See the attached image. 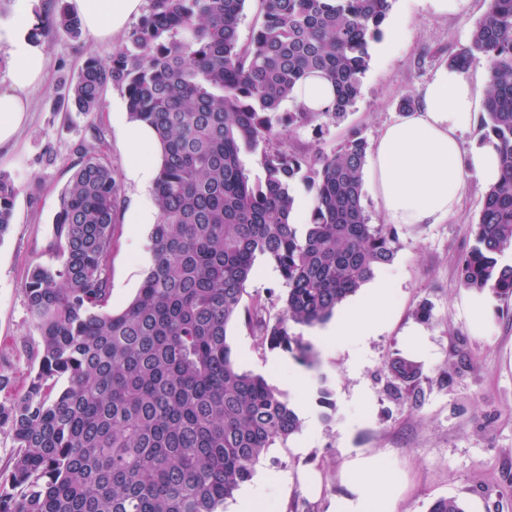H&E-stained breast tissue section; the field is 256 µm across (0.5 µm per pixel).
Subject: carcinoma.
I'll return each instance as SVG.
<instances>
[{
	"instance_id": "carcinoma-1",
	"label": "carcinoma",
	"mask_w": 512,
	"mask_h": 512,
	"mask_svg": "<svg viewBox=\"0 0 512 512\" xmlns=\"http://www.w3.org/2000/svg\"><path fill=\"white\" fill-rule=\"evenodd\" d=\"M246 0H148L108 61L86 59L67 104L98 109L104 86L125 90L131 122L154 129L161 149L153 186L158 221L136 297L108 310L105 277L120 184L95 149L61 196L54 224L57 268L37 264L22 285L40 336L38 371L24 393L0 403L16 444L0 468V512H223L277 440L299 433L288 399L240 369L227 341L242 318L270 350L317 363L298 326L327 323L336 308L393 262L392 224L363 205L368 142L352 129L326 152L283 146L282 128L343 120L360 95L370 44L383 36L393 0H259L250 41H239ZM77 37L67 0H48L32 27ZM487 61L480 125L498 142V182L485 191L474 244L458 259L467 288L512 299V0H491L470 43L449 59ZM309 77L332 88L322 111L282 112ZM260 153L263 176L245 158ZM313 192L309 222L290 220L294 182ZM17 190L0 175V237ZM283 280L280 312L243 305L258 257ZM394 384L415 387L420 365L398 355ZM428 512H467L456 497Z\"/></svg>"
}]
</instances>
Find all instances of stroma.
<instances>
[{"instance_id":"obj_1","label":"stroma","mask_w":512,"mask_h":512,"mask_svg":"<svg viewBox=\"0 0 512 512\" xmlns=\"http://www.w3.org/2000/svg\"><path fill=\"white\" fill-rule=\"evenodd\" d=\"M486 0H465L454 13L441 14L428 0H394L386 25L388 42L370 47L371 63L361 94L346 118L288 135L290 150H331L351 129L367 139L403 118L402 98L419 91L467 45L486 13ZM122 41L90 34L40 39L48 67L45 84L30 98V110L16 137L0 145V174L18 194L9 232L0 238V402L24 392L39 366V336L28 311L22 283L33 264H48L46 246L61 193L83 160L85 148L99 146L121 177L122 206L140 195L125 179L130 159L128 113L113 117L124 91L110 84L98 111L83 113L63 102L88 55L105 60ZM469 192L458 212L442 224L398 226L394 262L376 271L389 280V302L374 310L381 326L364 341L318 348L315 368H303L292 353L272 364L271 350L259 345L252 329L237 320L228 342L241 369L262 375L291 403L299 404L300 433L275 441L255 466L265 512H327L343 494L341 473L359 455H384L378 485L394 486L396 512H428L440 497L462 500L468 512H512V303L496 301L486 335L470 329L460 305L465 294L458 257L474 243L473 226L485 186L469 175ZM150 225L120 216L112 237L106 277L110 310L120 311L137 295L149 263ZM430 309L421 319V306ZM421 366L414 395L394 391L387 365L396 355ZM303 372L301 389L288 385L289 371ZM331 407H322L319 388ZM274 473L271 482L264 473Z\"/></svg>"}]
</instances>
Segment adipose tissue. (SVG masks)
Segmentation results:
<instances>
[{
  "instance_id": "adipose-tissue-1",
  "label": "adipose tissue",
  "mask_w": 512,
  "mask_h": 512,
  "mask_svg": "<svg viewBox=\"0 0 512 512\" xmlns=\"http://www.w3.org/2000/svg\"><path fill=\"white\" fill-rule=\"evenodd\" d=\"M19 14L0 20V43L9 48V85L0 89V144L9 142L24 120L29 95L46 78L44 53L29 38L30 0H21ZM84 28L97 39L123 32L140 14L144 0H71ZM480 86L463 71L443 68L420 92L417 110L386 125L371 145V185L387 223L404 226L440 224L455 214L467 194L469 174L486 184L500 177L499 157L493 142L484 140L463 151L461 139L478 122ZM127 149L133 158L128 176L140 186L154 183L158 148L150 129L132 127ZM390 290L377 283L360 301L334 322L316 329L311 338L323 345H338L348 337L363 340L376 324L370 308L387 302ZM383 465L377 457L354 461L343 473L347 494L334 499L328 512H395V499L372 481Z\"/></svg>"
}]
</instances>
